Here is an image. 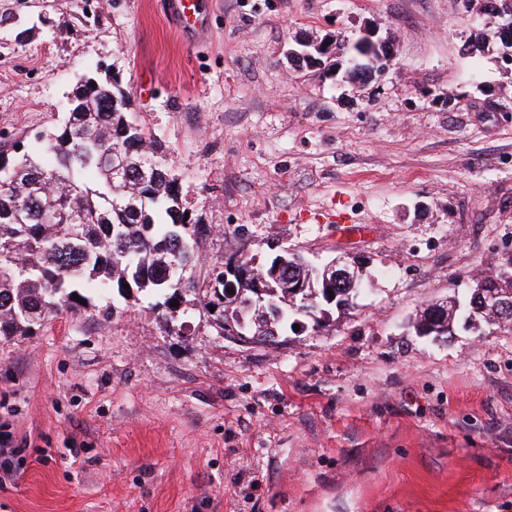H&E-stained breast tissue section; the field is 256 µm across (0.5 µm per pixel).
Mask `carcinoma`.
I'll use <instances>...</instances> for the list:
<instances>
[{"instance_id":"cac0c4a2","label":"carcinoma","mask_w":512,"mask_h":512,"mask_svg":"<svg viewBox=\"0 0 512 512\" xmlns=\"http://www.w3.org/2000/svg\"><path fill=\"white\" fill-rule=\"evenodd\" d=\"M480 6L495 19L505 61L512 54V0H480ZM336 54L347 57L348 78L359 83L386 70L383 57L394 60L392 46L370 49L365 36L336 43ZM110 90L89 91L80 111L66 113L30 148L16 146L15 157L0 154V339L29 336L48 318L83 309L74 295L86 299L80 294L86 281H99L125 301L153 297L154 307L169 311L171 301L183 304L194 295L205 310L215 308L220 332L232 324L241 336L278 328L293 315L314 319L327 312L326 295L347 305L365 287L359 269L328 283L320 266L287 250L277 277L271 274L277 258L259 263L241 255L238 274L224 278V263L217 262L205 279L181 285L212 227L185 218L167 151L148 144L143 129L128 121L130 97L120 85ZM43 153L52 165L41 164ZM260 276L267 279L261 294L252 288ZM260 298L275 312L258 321L243 303ZM464 308L512 330V313L501 314L473 294Z\"/></svg>"}]
</instances>
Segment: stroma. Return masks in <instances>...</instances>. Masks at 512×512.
<instances>
[{
  "mask_svg": "<svg viewBox=\"0 0 512 512\" xmlns=\"http://www.w3.org/2000/svg\"><path fill=\"white\" fill-rule=\"evenodd\" d=\"M200 6L187 38L168 0H0V151L113 76L213 228L198 276L289 247L349 253L369 285L262 346L198 302L170 326L88 284L86 310L0 341V424L25 442L0 512H512V332L412 328L512 258V70L463 50L494 23L461 0ZM369 25L396 59L365 83L287 58Z\"/></svg>",
  "mask_w": 512,
  "mask_h": 512,
  "instance_id": "1",
  "label": "stroma"
}]
</instances>
